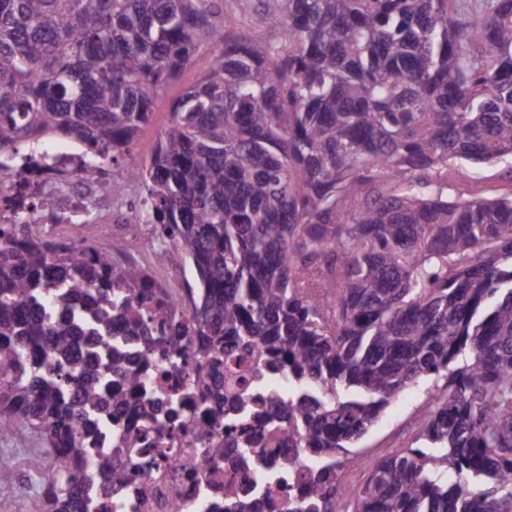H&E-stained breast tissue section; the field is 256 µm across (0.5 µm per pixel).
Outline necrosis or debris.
Returning a JSON list of instances; mask_svg holds the SVG:
<instances>
[{"mask_svg":"<svg viewBox=\"0 0 512 512\" xmlns=\"http://www.w3.org/2000/svg\"><path fill=\"white\" fill-rule=\"evenodd\" d=\"M54 157L55 167H69L73 184L66 196H50L46 208L54 215L79 212L84 197L79 157L66 144L56 148ZM22 168L37 186L55 178L54 167L26 168L14 157L1 156V224L12 218L13 173ZM117 219L122 228L111 239L122 249L113 271L121 272L126 262L152 267L153 282L181 333L160 346L115 322L97 335L75 336V353L90 360L105 393L123 398L104 416L94 439L76 451L84 470L95 474L86 486L90 512H171L173 499L183 512H224L226 497L235 494L253 500L257 512H288L301 492L302 476L316 468L319 455L284 440L265 418L249 416L229 425L220 348L205 349L182 288L159 273L162 259L147 250L149 227L122 212ZM133 439L138 442L134 448L129 445ZM213 448L223 449V456H210ZM245 453L251 457L246 467L239 462ZM114 469L127 473V483H112Z\"/></svg>","mask_w":512,"mask_h":512,"instance_id":"obj_1","label":"necrosis or debris"}]
</instances>
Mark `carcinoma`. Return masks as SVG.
<instances>
[{
	"instance_id": "obj_1",
	"label": "carcinoma",
	"mask_w": 512,
	"mask_h": 512,
	"mask_svg": "<svg viewBox=\"0 0 512 512\" xmlns=\"http://www.w3.org/2000/svg\"><path fill=\"white\" fill-rule=\"evenodd\" d=\"M273 30L228 31L224 0H0V154L74 141L84 172L131 155L164 85L210 49L141 163L119 167L160 255L191 267L200 336L224 338L232 387L252 349L297 392L285 439L323 455L297 512H512V0H259ZM0 441L56 460L91 435L98 380L66 327L34 311L98 284L112 317L166 336L144 270L90 274L19 211L0 226ZM44 344L53 371L35 356ZM432 388L413 444L346 493L336 456L406 388ZM28 512H87L68 471Z\"/></svg>"
}]
</instances>
